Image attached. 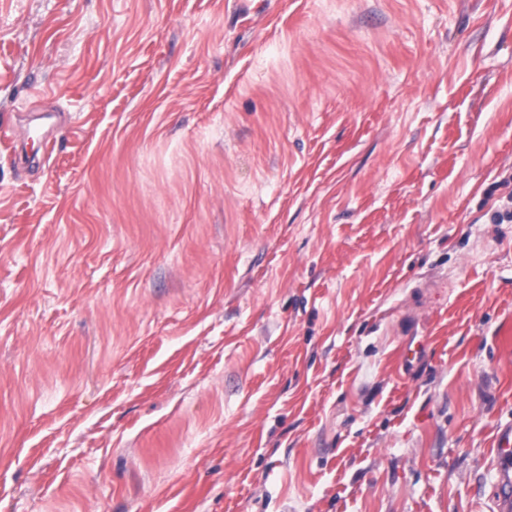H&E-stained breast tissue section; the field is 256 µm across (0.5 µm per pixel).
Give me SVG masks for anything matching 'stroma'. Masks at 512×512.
<instances>
[{
  "label": "stroma",
  "instance_id": "1",
  "mask_svg": "<svg viewBox=\"0 0 512 512\" xmlns=\"http://www.w3.org/2000/svg\"><path fill=\"white\" fill-rule=\"evenodd\" d=\"M510 210L512 0H0V512H501Z\"/></svg>",
  "mask_w": 512,
  "mask_h": 512
}]
</instances>
